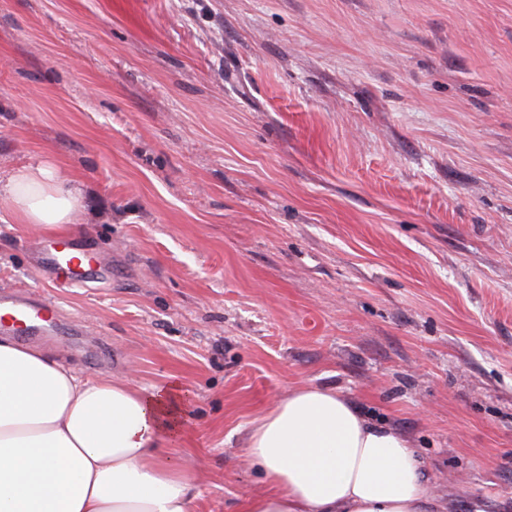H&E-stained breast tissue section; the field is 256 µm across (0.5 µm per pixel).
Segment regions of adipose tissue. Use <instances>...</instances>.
I'll list each match as a JSON object with an SVG mask.
<instances>
[{
    "instance_id": "obj_1",
    "label": "adipose tissue",
    "mask_w": 512,
    "mask_h": 512,
    "mask_svg": "<svg viewBox=\"0 0 512 512\" xmlns=\"http://www.w3.org/2000/svg\"><path fill=\"white\" fill-rule=\"evenodd\" d=\"M23 224H71L76 186L52 165L0 173ZM181 384L88 378L51 351L0 339V512H194L196 476L162 452L184 435ZM246 453L266 490L237 512H448L410 440L336 389L305 386L259 417Z\"/></svg>"
}]
</instances>
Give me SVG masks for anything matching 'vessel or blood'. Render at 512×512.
I'll return each mask as SVG.
<instances>
[{
  "mask_svg": "<svg viewBox=\"0 0 512 512\" xmlns=\"http://www.w3.org/2000/svg\"><path fill=\"white\" fill-rule=\"evenodd\" d=\"M40 267L62 275V287H83L98 279L99 262L94 249L75 252L74 245L58 238L39 251ZM59 314L57 303L49 297L19 298L0 293V333L34 338L54 330Z\"/></svg>",
  "mask_w": 512,
  "mask_h": 512,
  "instance_id": "b4317fda",
  "label": "vessel or blood"
}]
</instances>
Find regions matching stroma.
<instances>
[{
    "mask_svg": "<svg viewBox=\"0 0 512 512\" xmlns=\"http://www.w3.org/2000/svg\"><path fill=\"white\" fill-rule=\"evenodd\" d=\"M43 160L84 207L1 203L0 291L81 374L185 387L195 512L262 489L248 433L309 385L512 512V0H0V170ZM61 234L96 287L35 268ZM58 315V305L51 297L19 298L0 293V333L2 334L25 336L27 339L43 336L56 328Z\"/></svg>",
    "mask_w": 512,
    "mask_h": 512,
    "instance_id": "35a3bbf8",
    "label": "stroma"
}]
</instances>
